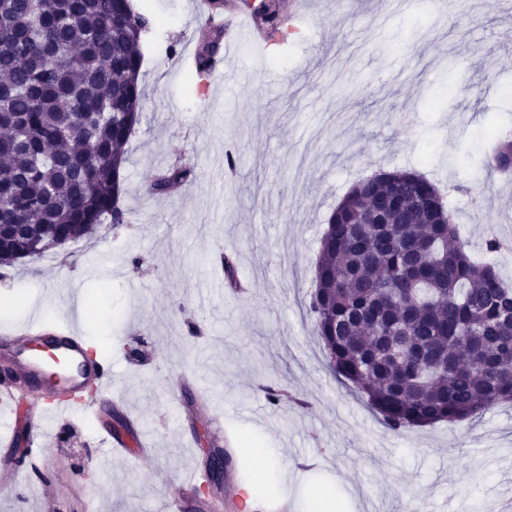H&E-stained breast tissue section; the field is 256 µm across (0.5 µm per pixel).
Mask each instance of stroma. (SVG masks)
<instances>
[{
  "instance_id": "stroma-1",
  "label": "stroma",
  "mask_w": 512,
  "mask_h": 512,
  "mask_svg": "<svg viewBox=\"0 0 512 512\" xmlns=\"http://www.w3.org/2000/svg\"><path fill=\"white\" fill-rule=\"evenodd\" d=\"M145 36L143 119L129 146L127 222L87 243L21 262L0 277V333L77 323L111 351L112 427L143 432L148 461H89L102 431L78 409L45 433L51 486L0 493V512H161L202 468L215 429L233 455L203 512H237L242 483L269 481L288 512L336 496L338 512H495L512 491V404L396 434L329 371L305 305L329 211L382 169L418 171L446 192L474 257L492 235L512 286V175L488 162L512 132V19L494 0H442L378 20L381 0H306L276 45L250 39L224 83L197 88L184 59L206 32L196 0H138ZM240 159L224 172V148ZM185 165L169 198L158 169ZM233 255L232 290L218 259ZM78 289L72 317L61 297ZM196 369L211 405H177L166 375ZM277 391L272 403L269 391ZM191 171L183 167H170L160 171L152 181L149 192L152 196L163 198L182 185Z\"/></svg>"
}]
</instances>
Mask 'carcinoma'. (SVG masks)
I'll list each match as a JSON object with an SVG mask.
<instances>
[{"label": "carcinoma", "mask_w": 512, "mask_h": 512, "mask_svg": "<svg viewBox=\"0 0 512 512\" xmlns=\"http://www.w3.org/2000/svg\"><path fill=\"white\" fill-rule=\"evenodd\" d=\"M262 31L282 19L244 2ZM131 0H0V266L126 222V145L143 117L142 37ZM193 58L206 74L225 30ZM494 167L512 169V138ZM191 171H160L163 198ZM381 213L379 223L368 219ZM307 313L327 364L392 432L512 402V288L460 240L436 186L381 171L331 211Z\"/></svg>", "instance_id": "1"}]
</instances>
